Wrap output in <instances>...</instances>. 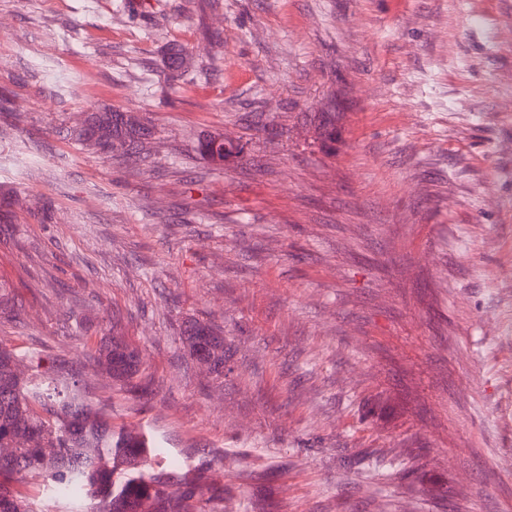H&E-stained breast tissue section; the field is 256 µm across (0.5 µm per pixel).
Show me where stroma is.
<instances>
[{
    "instance_id": "1",
    "label": "stroma",
    "mask_w": 512,
    "mask_h": 512,
    "mask_svg": "<svg viewBox=\"0 0 512 512\" xmlns=\"http://www.w3.org/2000/svg\"><path fill=\"white\" fill-rule=\"evenodd\" d=\"M92 108L138 157L79 144ZM0 186L19 372L77 365L235 512H512V0H0ZM111 329L151 396L88 358ZM109 111L112 113V127L108 130V133H106L109 136L118 137V138H127L128 142L132 145L130 148L131 150L136 148L135 144L146 135L147 128L144 126V124L141 122L140 118L137 116V128H134L133 126L129 125L128 122H126L123 118V114L125 112L117 111V110H104ZM128 142L121 143V142H114L112 144V151L116 150H125L128 146ZM197 151L217 168H224V164L241 153L239 144L224 143L220 135H208L198 141ZM186 350L192 359L206 362L215 372H224V336L211 324L189 320L183 329Z\"/></svg>"
}]
</instances>
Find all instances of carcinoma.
<instances>
[{"mask_svg": "<svg viewBox=\"0 0 512 512\" xmlns=\"http://www.w3.org/2000/svg\"><path fill=\"white\" fill-rule=\"evenodd\" d=\"M108 135L135 145L146 135L123 112L112 111ZM316 131L324 143L336 141V113L320 112ZM197 151L218 168L241 153L220 135L198 141ZM189 356L224 374V336L211 324L189 320L183 329ZM95 355L125 391L141 396L151 383L140 376L137 351L121 336L103 337ZM15 355L0 345V512H31L15 486L31 479L54 492L88 502L84 512H220L224 488L207 484V468L158 459L145 433L117 428L87 401L66 361H51L26 383L14 370Z\"/></svg>", "mask_w": 512, "mask_h": 512, "instance_id": "cac0c4a2", "label": "carcinoma"}]
</instances>
